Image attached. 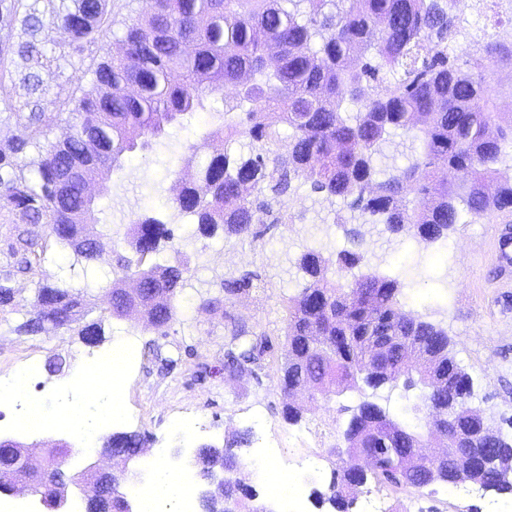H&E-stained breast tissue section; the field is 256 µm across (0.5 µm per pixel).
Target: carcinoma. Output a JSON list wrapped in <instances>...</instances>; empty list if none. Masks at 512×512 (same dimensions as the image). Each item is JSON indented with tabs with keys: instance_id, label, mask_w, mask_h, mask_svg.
<instances>
[{
	"instance_id": "obj_1",
	"label": "carcinoma",
	"mask_w": 512,
	"mask_h": 512,
	"mask_svg": "<svg viewBox=\"0 0 512 512\" xmlns=\"http://www.w3.org/2000/svg\"><path fill=\"white\" fill-rule=\"evenodd\" d=\"M124 22L118 58L106 53L91 70L95 92L71 100L62 141L49 139L45 107L54 87L43 73L97 44L112 27V0H0L18 26L0 33V90L5 80L28 90L26 111L16 112L18 134L0 148V211L13 224H43L58 243L86 261L98 259L107 234L85 229L95 197L86 183L123 166L136 149L150 146L165 127L205 108V101L236 90L225 119L211 124L205 140L216 146L204 177L173 175L179 192L168 200L173 216H191L203 236L221 228L227 235L259 242L264 231L255 213L272 211V199L308 183L322 200L353 199L361 223L383 224L392 234L424 242L448 237L462 216L484 219L512 208V181L498 183V165L512 149V116L495 111L484 96L486 73L499 62L512 65V41L478 48L459 66L448 57V42L459 29L455 0H142ZM62 29L67 41L47 49L46 23ZM435 51L421 55L423 41ZM349 99L356 111H342ZM251 104L245 112L232 111ZM496 125L498 134H488ZM292 130L288 152L272 150L281 129ZM397 131L417 142L408 165L389 174L385 153ZM245 136V156L233 157L226 143ZM448 169L456 176L440 179ZM170 259L153 262L161 247ZM186 243L154 216L139 214L127 225L122 249H112L115 269L142 277L138 294L121 281L109 288L104 311L124 318L135 310L166 335L175 321V300L193 277ZM9 256L16 272L39 283L35 315L19 326L37 334L78 326L82 341H102V321L86 322L81 292L49 283L41 265L44 246L15 234ZM370 261L367 254L342 250L334 256L306 250L299 268L306 282L281 299V383L285 391L307 385L313 396L330 398L346 390L370 391L341 434L344 465L334 471L318 505L350 512L352 490L372 482L394 491L426 488L427 471H413L426 434L399 423L376 401L384 390L418 391L416 416L444 430L454 447L458 430L474 425L470 375L454 359L447 332L404 312L398 280L367 276L342 282L336 274ZM261 275L247 272L220 282L223 297L204 306L221 311L224 370L254 374L272 348L269 334L231 317L224 301L260 288ZM252 433L238 431L223 444L205 443L189 459L197 484L211 469H224V489L202 490V512H256V490L245 482L242 450ZM106 447H144L138 432H114ZM385 449L386 459L369 471L364 457ZM60 472L36 482L40 494L55 492ZM470 481L487 491L512 496V434L489 429L482 452L459 477L439 464L436 483Z\"/></svg>"
}]
</instances>
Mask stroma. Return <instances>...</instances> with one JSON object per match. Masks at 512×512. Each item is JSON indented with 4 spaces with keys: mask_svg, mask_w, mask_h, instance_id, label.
Listing matches in <instances>:
<instances>
[{
    "mask_svg": "<svg viewBox=\"0 0 512 512\" xmlns=\"http://www.w3.org/2000/svg\"><path fill=\"white\" fill-rule=\"evenodd\" d=\"M138 5V0H112L111 32L75 56L62 74L50 76L60 96L59 103L48 106L45 113L51 139L61 138L66 131L59 118L62 99L92 91L91 69L104 53L119 51L122 22ZM467 16L471 22L468 36H456L448 49L449 55L461 62L476 45L499 40L512 31V0H476ZM205 129L204 115H194L170 127L152 148L133 154L123 169L113 172L106 182L107 192L97 195L90 218L94 230L113 228L112 242L121 244L125 227L119 222L121 214L114 208L113 198L122 193L139 201L141 211L168 219L170 171L184 166L189 155L197 168L208 161L211 149L203 140ZM314 198L306 185L291 193L288 223L273 227L261 244L221 232L204 238L191 218L178 219L174 234L191 241L188 253L195 285L177 300L176 320L164 336L135 319L105 317L103 296L115 277L111 252H104L91 263H79L70 249L50 238L47 227L27 225L28 235L44 241V266L52 282L83 290L87 318L103 319L104 339L92 348L76 334L61 329L39 334L20 332V325L29 319L36 304V285L27 277L15 276L10 282L16 291L14 304L0 315V378L9 376L24 362L34 361L41 372L31 394L56 404L85 372L92 352L103 353L113 344L131 342L136 357L124 374L119 399L125 417L116 423V430L145 434L148 447L164 449L174 446L179 437L184 438L186 446L194 447L222 441L238 430H251L252 444L245 451L246 459L295 475L306 495L304 512H322L312 492L325 489L333 470L343 464L336 443L348 419L347 410L360 402V394L348 390L332 400L318 402L301 392L285 395L279 363L274 358L255 377L225 371L224 319L203 307L205 300L219 294L214 284L216 276L229 278L247 270L257 272L265 279L266 288L227 301L225 308L235 317L278 335L282 326L281 298L296 295L305 283L302 271L295 261L285 259L284 251L310 227ZM331 210L337 220L326 226L328 250H349L357 244L385 255V262L363 265L359 274L403 281V311L447 329L456 361L474 381L471 404L484 411L494 425L501 417H512V286L496 281L494 270L485 262L490 221L455 225L441 243L396 236L378 224L373 233L362 235L355 243L344 222L350 208L337 199ZM291 402L304 407V422L319 425L317 434L308 440H296V425L283 416L284 406ZM179 417L191 420L192 428L177 431L175 420ZM418 495L425 512H512L511 497L480 489L459 496L454 486L436 484L419 490Z\"/></svg>",
    "mask_w": 512,
    "mask_h": 512,
    "instance_id": "35a3bbf8",
    "label": "stroma"
}]
</instances>
